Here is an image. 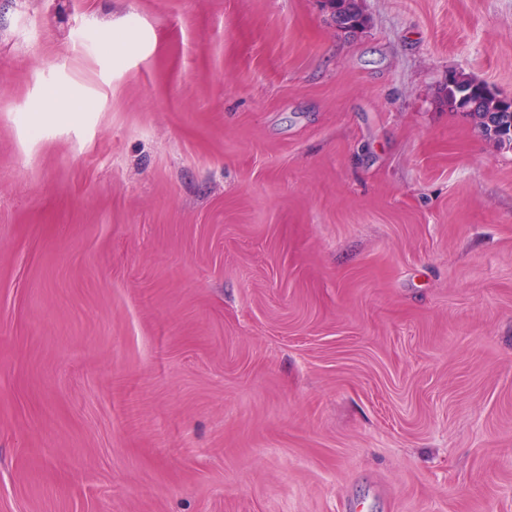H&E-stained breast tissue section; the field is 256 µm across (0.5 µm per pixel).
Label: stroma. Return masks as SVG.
<instances>
[{
  "mask_svg": "<svg viewBox=\"0 0 512 512\" xmlns=\"http://www.w3.org/2000/svg\"><path fill=\"white\" fill-rule=\"evenodd\" d=\"M357 5L0 0V512H512V0ZM489 87L485 83H481L465 77H458V83L454 88L446 89V97L448 99V105L458 112L461 110L462 105L457 103L460 96L465 97V101H485ZM462 97L458 100L460 102ZM63 95L53 91L46 95L43 105L39 112H44L42 118L48 121H67L75 117L76 112H80L79 106L75 101H71L65 107L59 106ZM494 109L487 107L485 112H474L479 119L483 133L490 138V131L494 128V137L501 143L512 144V113L511 112H494Z\"/></svg>",
  "mask_w": 512,
  "mask_h": 512,
  "instance_id": "stroma-1",
  "label": "stroma"
}]
</instances>
